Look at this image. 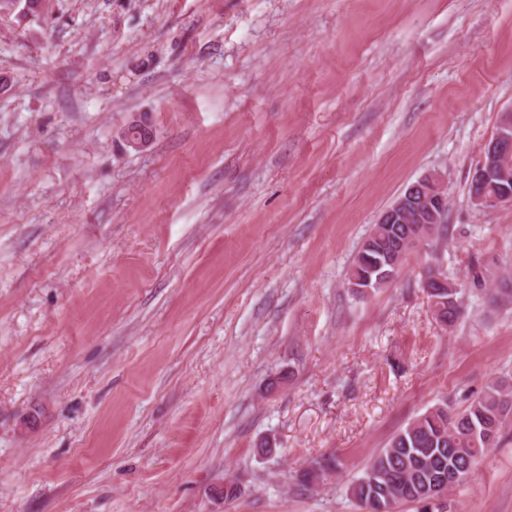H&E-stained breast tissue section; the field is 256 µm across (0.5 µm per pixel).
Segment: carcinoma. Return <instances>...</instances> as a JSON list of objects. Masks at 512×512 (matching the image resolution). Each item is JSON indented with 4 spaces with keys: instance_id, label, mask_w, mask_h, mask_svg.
Instances as JSON below:
<instances>
[{
    "instance_id": "1",
    "label": "carcinoma",
    "mask_w": 512,
    "mask_h": 512,
    "mask_svg": "<svg viewBox=\"0 0 512 512\" xmlns=\"http://www.w3.org/2000/svg\"><path fill=\"white\" fill-rule=\"evenodd\" d=\"M373 225L346 273V284L367 272L382 247ZM448 328H453L464 311L462 292L448 294ZM489 301L495 305L512 302V277L501 276ZM512 427V383L496 379L486 384L461 411L443 402L427 409L396 433L387 447L373 456L346 494L366 512H397L411 504L416 512H452L453 502L427 501L426 488L448 477V471L463 474L466 484L482 458L497 446L502 433ZM341 461L334 453L313 460L306 468L289 475L290 489L304 495L326 484L336 475Z\"/></svg>"
}]
</instances>
